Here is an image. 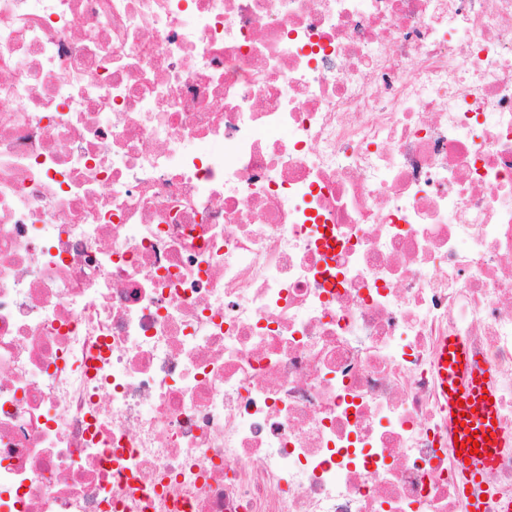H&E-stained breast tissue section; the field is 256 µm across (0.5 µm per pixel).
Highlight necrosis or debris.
Instances as JSON below:
<instances>
[{
  "instance_id": "4bbe7bcc",
  "label": "necrosis or debris",
  "mask_w": 512,
  "mask_h": 512,
  "mask_svg": "<svg viewBox=\"0 0 512 512\" xmlns=\"http://www.w3.org/2000/svg\"><path fill=\"white\" fill-rule=\"evenodd\" d=\"M506 255L512 0H0V512H505ZM444 355H448L449 360H445ZM490 381L491 371L476 364L461 342L448 338L443 352L442 385L448 404V424L453 428L454 439L458 435V442H454L458 444L455 447L456 461L466 479L465 484L471 480L479 482L484 472L493 465L498 452L500 429L496 396ZM483 388H486V393H483ZM481 396H488V400L481 399ZM489 398L494 399L493 404H490ZM458 399L463 400L462 407H459ZM472 408H475V413H472ZM452 412L456 413V417H452ZM460 412L466 413V416L460 417ZM455 419L459 420V424L454 423ZM461 422H464V427H461ZM473 431H478L479 435L473 436ZM483 435H488L489 442L484 441ZM467 437L478 441L479 453L469 454L473 445L467 441ZM463 443H467V446L463 447ZM457 450H462V454H458ZM465 457H468L469 464H465Z\"/></svg>"
}]
</instances>
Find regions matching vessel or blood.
Listing matches in <instances>:
<instances>
[{"label": "vessel or blood", "mask_w": 512, "mask_h": 512, "mask_svg": "<svg viewBox=\"0 0 512 512\" xmlns=\"http://www.w3.org/2000/svg\"><path fill=\"white\" fill-rule=\"evenodd\" d=\"M445 361L442 363V385L447 391L449 411L463 412L462 424L454 425L453 432L459 443H466L472 432L484 437L477 454L469 456L459 469L466 480L480 481L484 472L496 459L500 429L495 405L482 397L489 387L491 372L471 359L467 348L451 339L444 345Z\"/></svg>", "instance_id": "b4317fda"}]
</instances>
